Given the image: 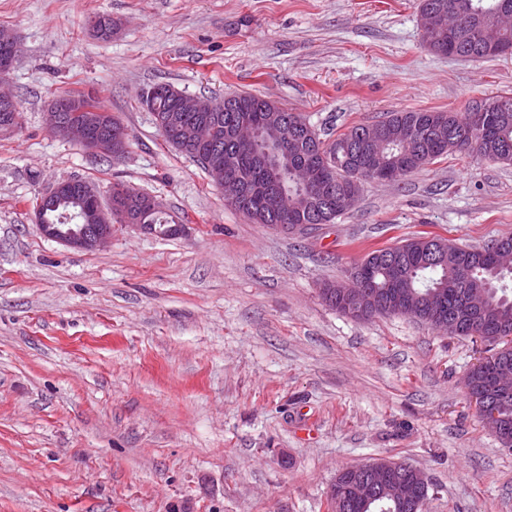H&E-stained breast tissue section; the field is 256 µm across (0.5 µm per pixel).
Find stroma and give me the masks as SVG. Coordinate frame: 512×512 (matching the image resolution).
Masks as SVG:
<instances>
[{"instance_id": "obj_1", "label": "stroma", "mask_w": 512, "mask_h": 512, "mask_svg": "<svg viewBox=\"0 0 512 512\" xmlns=\"http://www.w3.org/2000/svg\"><path fill=\"white\" fill-rule=\"evenodd\" d=\"M95 15L112 40L89 34ZM0 29L20 42L22 112L0 136V512H326L339 471L398 458L428 476L427 512H512V453L464 392L484 344L319 295L374 248L512 234V166L451 155L286 234L225 206L141 103L162 83L248 92L325 138L512 95V55L429 52L418 0H0ZM81 92L120 118L125 154L48 132L54 100ZM68 179L153 195L182 231L62 246L34 216Z\"/></svg>"}]
</instances>
